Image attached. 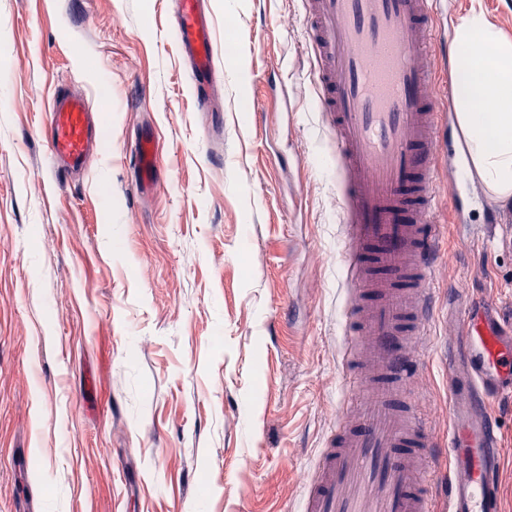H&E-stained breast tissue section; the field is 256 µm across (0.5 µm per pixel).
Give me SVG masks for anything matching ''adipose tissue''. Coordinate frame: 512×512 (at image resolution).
Here are the masks:
<instances>
[{"label": "adipose tissue", "instance_id": "1", "mask_svg": "<svg viewBox=\"0 0 512 512\" xmlns=\"http://www.w3.org/2000/svg\"><path fill=\"white\" fill-rule=\"evenodd\" d=\"M453 66L469 92L455 98L466 172L499 204L512 206V37L471 10L454 29Z\"/></svg>", "mask_w": 512, "mask_h": 512}]
</instances>
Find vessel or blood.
Instances as JSON below:
<instances>
[{"label":"vessel or blood","mask_w":512,"mask_h":512,"mask_svg":"<svg viewBox=\"0 0 512 512\" xmlns=\"http://www.w3.org/2000/svg\"><path fill=\"white\" fill-rule=\"evenodd\" d=\"M174 34L196 90L219 80L205 0H174ZM319 112L336 152L349 233L344 374L340 409L310 476L300 512H501L498 426L492 400L512 398V324H473L469 358L449 372L448 445L402 407L417 368L414 349L434 309L430 281L441 192L439 137L460 79L434 0H304ZM54 168L97 160V120L87 100L56 93L46 123ZM140 188L156 167L141 140ZM448 457L440 483L425 460Z\"/></svg>","instance_id":"b4317fda"}]
</instances>
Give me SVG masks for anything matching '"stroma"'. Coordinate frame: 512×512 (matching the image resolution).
<instances>
[{
  "label": "stroma",
  "mask_w": 512,
  "mask_h": 512,
  "mask_svg": "<svg viewBox=\"0 0 512 512\" xmlns=\"http://www.w3.org/2000/svg\"><path fill=\"white\" fill-rule=\"evenodd\" d=\"M478 5L512 34V0ZM222 83L199 109L173 0H0V512H298L347 395L344 216L312 110L302 0H208ZM101 157L49 170L52 94ZM158 145L137 188L135 143ZM439 196L431 343L410 386L448 436L468 308L512 318V207ZM499 426L512 512V402Z\"/></svg>",
  "instance_id": "35a3bbf8"
}]
</instances>
